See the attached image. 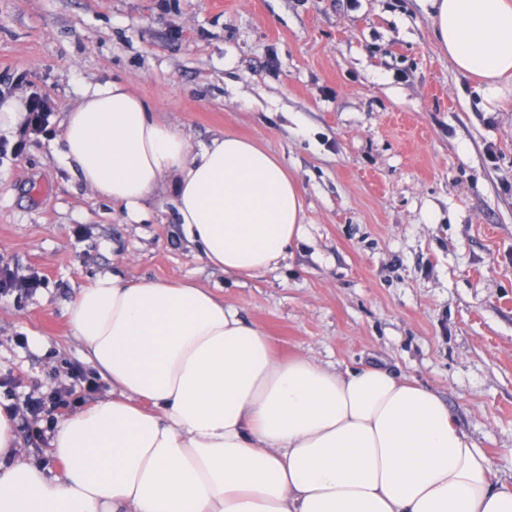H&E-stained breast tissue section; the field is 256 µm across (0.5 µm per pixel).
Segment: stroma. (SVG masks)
<instances>
[{
	"instance_id": "1",
	"label": "stroma",
	"mask_w": 512,
	"mask_h": 512,
	"mask_svg": "<svg viewBox=\"0 0 512 512\" xmlns=\"http://www.w3.org/2000/svg\"><path fill=\"white\" fill-rule=\"evenodd\" d=\"M112 79L194 145L232 132L284 163L304 205L285 260L224 274L169 191L132 224L80 183L51 142ZM4 96L48 117L0 135V264L42 280L0 297V374H95L65 310L98 275L191 280L279 356L430 388L512 488V84L457 73L425 0H0Z\"/></svg>"
}]
</instances>
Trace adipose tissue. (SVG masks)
Listing matches in <instances>:
<instances>
[{
	"label": "adipose tissue",
	"instance_id": "adipose-tissue-1",
	"mask_svg": "<svg viewBox=\"0 0 512 512\" xmlns=\"http://www.w3.org/2000/svg\"><path fill=\"white\" fill-rule=\"evenodd\" d=\"M429 3L455 71L497 96L512 80V0ZM53 150L133 223L170 187L224 273L273 269L303 234L301 189L277 157L233 133L194 146L126 83L85 86ZM66 317L112 395L59 422L56 477L20 456L0 411V512H512V489L435 392L382 368L277 358L195 282L103 274Z\"/></svg>",
	"mask_w": 512,
	"mask_h": 512
}]
</instances>
